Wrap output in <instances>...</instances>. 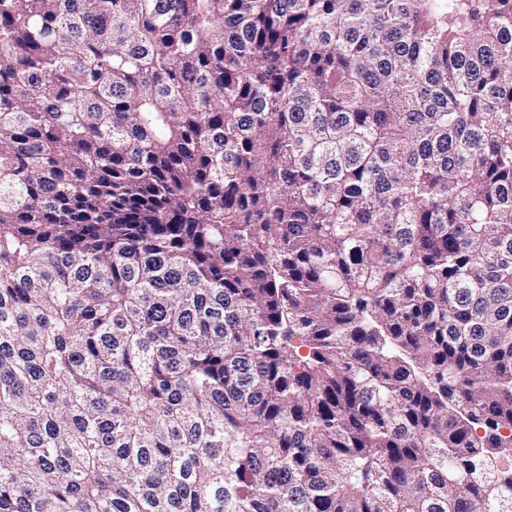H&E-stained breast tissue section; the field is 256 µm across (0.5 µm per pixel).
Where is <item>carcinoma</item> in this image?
<instances>
[{"label": "carcinoma", "mask_w": 512, "mask_h": 512, "mask_svg": "<svg viewBox=\"0 0 512 512\" xmlns=\"http://www.w3.org/2000/svg\"><path fill=\"white\" fill-rule=\"evenodd\" d=\"M0 512H512V0H0Z\"/></svg>", "instance_id": "cac0c4a2"}]
</instances>
